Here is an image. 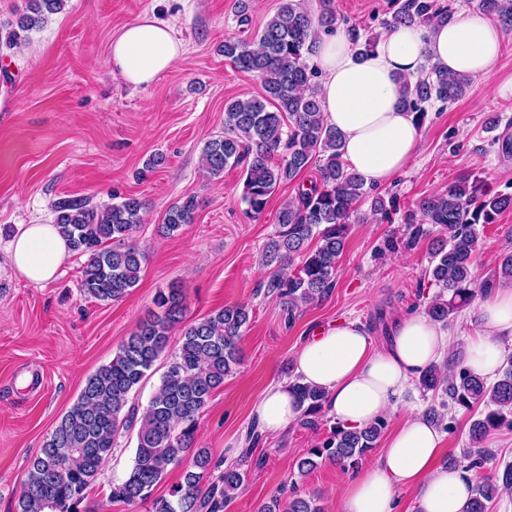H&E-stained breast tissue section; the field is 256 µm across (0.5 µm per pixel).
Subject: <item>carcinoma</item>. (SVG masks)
<instances>
[{
    "label": "carcinoma",
    "mask_w": 512,
    "mask_h": 512,
    "mask_svg": "<svg viewBox=\"0 0 512 512\" xmlns=\"http://www.w3.org/2000/svg\"><path fill=\"white\" fill-rule=\"evenodd\" d=\"M397 8L382 21L384 29L399 26L428 28L453 20L452 4L445 0H395ZM66 0H25L17 28L8 32L10 44L21 34L42 27L61 12ZM477 7L512 29V0H478ZM336 31L332 0H320L312 14L296 0H281L276 13L250 40L226 39L222 52L235 68L255 74L262 93L235 99L224 106V136L208 141L203 161L210 175L224 173L231 164L242 169V200L247 213L261 215L275 188L295 179L319 159L318 179L287 202L279 212L277 239L268 245L270 261L278 270L264 284L267 292L288 299V309L312 303L335 287L349 221L356 205L367 197L364 180L347 168L341 157L342 137L324 122L315 89L317 72L307 64L319 33ZM360 55L373 52L377 37L353 25L348 29ZM402 106L423 122L432 104L453 103L475 90L474 79L431 67L412 82L402 79ZM54 223L70 249L84 257L81 289L100 301H118L140 280L144 253L134 242L146 203L129 196L98 208L87 198H60L52 205ZM196 196L188 192L166 213L161 232L171 235L192 223ZM512 209V194L490 195L481 178L462 176L432 196L422 198L410 215L404 246L413 247L427 234L424 225L437 228L430 246L428 276L442 288L425 314L446 322L475 293L497 281H512V251L498 259L491 278L476 284L471 257L477 248V225L493 224L497 215ZM315 248H309L312 240ZM301 258L292 267L295 258ZM157 311L142 320L121 343L112 360L90 375L70 410L45 437L41 453L29 464L16 512H84L82 504L103 463L112 454L119 430L135 422L136 453L127 478L112 487L110 500L128 505L152 503L153 512H226L242 487L246 471L220 469L210 449L198 445V419L216 389L224 385L240 363L239 341L250 322L245 305L226 306L193 322L185 321L186 304L179 289L160 291ZM178 347L140 417L124 413L128 396L147 376L167 349L173 330ZM501 378L489 384L460 367L448 383L454 406L470 409L484 404L486 411L472 422L470 441L483 442L500 429L512 430V356ZM442 376L432 365L418 378L424 392H437ZM301 407V421L312 425L324 403L317 389L295 378L289 383ZM386 427L378 419L358 430L333 427L330 435L309 449L297 464L301 476L329 462L356 467L376 447ZM484 451L464 452L453 466L465 471L482 466ZM184 467L182 481L168 495L154 492L169 470ZM512 492V464L473 489L464 512H489L492 501ZM261 512H321L314 497L305 498L292 486L288 502L275 497Z\"/></svg>",
    "instance_id": "cac0c4a2"
}]
</instances>
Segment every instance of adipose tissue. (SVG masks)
Wrapping results in <instances>:
<instances>
[{
    "label": "adipose tissue",
    "mask_w": 512,
    "mask_h": 512,
    "mask_svg": "<svg viewBox=\"0 0 512 512\" xmlns=\"http://www.w3.org/2000/svg\"><path fill=\"white\" fill-rule=\"evenodd\" d=\"M504 50L497 21L476 9L461 10L454 22L422 30L388 31L369 56L356 57L346 33L317 38L311 62L321 81L319 99L325 123L342 135V158L366 184L391 182L413 161L422 128L400 104L398 76L419 77L434 66L484 78ZM173 27L141 16L115 35L109 46L112 72L125 83L148 86L183 55ZM6 249L17 274L28 282L55 280L69 254L55 224H21ZM481 333L470 339L465 367L490 378L503 355V337H512V285L500 286L479 306ZM453 333L424 315L397 318L383 347H375L366 326L343 320L320 330L299 349L294 368L322 390L329 416L358 429L395 412L411 383L449 352ZM267 432H286L298 419L296 398L287 384L270 385L255 407ZM437 424L422 414L403 416L376 465L348 479L341 512H395L397 494L418 491L419 512H463L473 485L470 473L437 469L441 446Z\"/></svg>",
    "instance_id": "1"
}]
</instances>
